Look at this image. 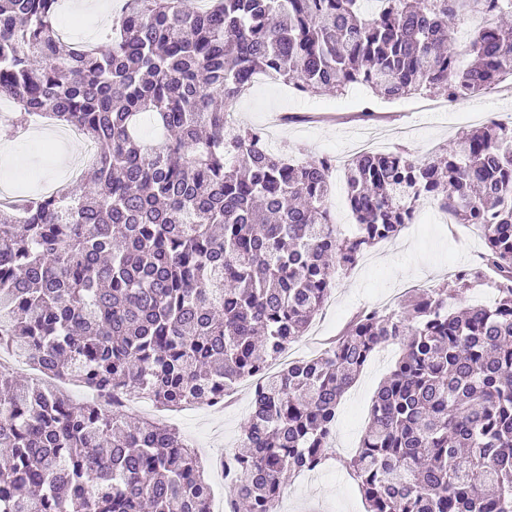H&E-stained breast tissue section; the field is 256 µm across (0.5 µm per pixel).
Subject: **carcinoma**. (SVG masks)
Returning <instances> with one entry per match:
<instances>
[{
	"label": "carcinoma",
	"instance_id": "carcinoma-1",
	"mask_svg": "<svg viewBox=\"0 0 512 512\" xmlns=\"http://www.w3.org/2000/svg\"><path fill=\"white\" fill-rule=\"evenodd\" d=\"M122 0L96 45L69 43L58 0H0V134L47 116L97 148L90 183L0 202V350L47 378L162 408L260 386L224 480L232 512H277L283 476L331 450L336 410L371 356L400 354L348 463L366 512H512V122L421 163L344 167L353 236L328 207L327 156L272 151L228 117L259 73L296 92L362 85L388 101H460L512 77V0ZM479 16L464 50L454 21ZM149 116L170 133L139 135ZM433 200L484 252L455 287L364 309L313 358L270 374L337 277ZM495 276L489 304L448 297ZM40 380L0 377V512H210L174 429Z\"/></svg>",
	"mask_w": 512,
	"mask_h": 512
}]
</instances>
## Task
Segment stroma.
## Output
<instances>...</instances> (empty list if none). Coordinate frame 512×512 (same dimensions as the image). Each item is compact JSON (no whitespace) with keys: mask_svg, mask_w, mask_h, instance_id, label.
<instances>
[{"mask_svg":"<svg viewBox=\"0 0 512 512\" xmlns=\"http://www.w3.org/2000/svg\"><path fill=\"white\" fill-rule=\"evenodd\" d=\"M61 16L81 19L78 29L64 31L67 41L93 44L112 20L111 10L81 7L78 0H61ZM426 95H412L387 102L375 98L366 87L350 86L344 93L327 92L306 97L281 82L254 85L237 103L241 124L265 130L268 144L296 160L334 152L339 161L351 159L360 141L371 139L374 150L397 148L425 160L437 145L452 143L472 128L481 126L485 112L498 109L512 114V80L497 89L459 103L455 119L424 112ZM55 127L42 135L12 141L18 150L15 162L0 166V188L11 193L41 191L61 180L69 145L43 150L41 137L54 136ZM424 220L404 228L399 237L367 252L351 272L341 276L323 310L282 355L284 363L307 359L318 348L339 336L360 310L398 308L410 288L449 284V265H476L484 242L475 228L442 223L436 203L422 206ZM396 348L377 352L355 384L345 394L336 413L332 452L315 473L289 476L284 484L279 512H365V504L349 467L369 420L373 395L390 370ZM252 382L241 381L224 404L223 412L193 404L168 413L166 422L185 440L203 446L207 455L218 456L237 445L252 406Z\"/></svg>","mask_w":512,"mask_h":512,"instance_id":"stroma-1","label":"stroma"}]
</instances>
